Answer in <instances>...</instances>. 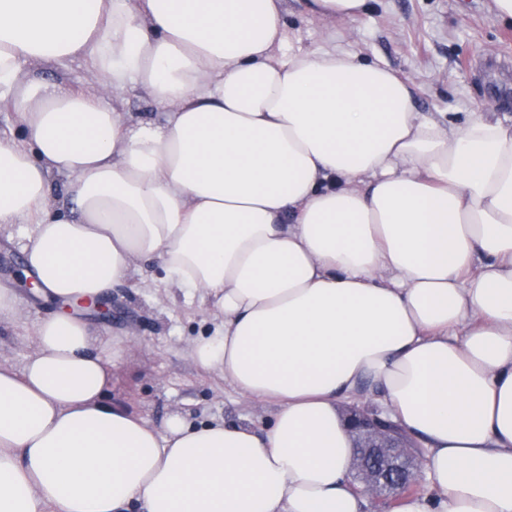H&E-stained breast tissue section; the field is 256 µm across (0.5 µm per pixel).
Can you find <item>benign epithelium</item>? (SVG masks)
<instances>
[{
  "instance_id": "benign-epithelium-1",
  "label": "benign epithelium",
  "mask_w": 512,
  "mask_h": 512,
  "mask_svg": "<svg viewBox=\"0 0 512 512\" xmlns=\"http://www.w3.org/2000/svg\"><path fill=\"white\" fill-rule=\"evenodd\" d=\"M356 468L365 489L376 496H395L417 486L414 444L387 415L370 405L349 410Z\"/></svg>"
}]
</instances>
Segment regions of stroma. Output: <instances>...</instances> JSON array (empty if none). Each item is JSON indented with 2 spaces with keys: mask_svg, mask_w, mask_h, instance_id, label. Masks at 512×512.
I'll return each mask as SVG.
<instances>
[{
  "mask_svg": "<svg viewBox=\"0 0 512 512\" xmlns=\"http://www.w3.org/2000/svg\"><path fill=\"white\" fill-rule=\"evenodd\" d=\"M285 23L294 47H316L332 32L348 49L399 71L413 85L416 111L492 112L512 124V26L490 14L488 0H374L370 14L354 23L310 16L299 0H289ZM20 233L16 225L0 227V282L15 290L24 316L23 325L0 326V365L16 369L35 349L37 323L55 310L17 275L24 262ZM160 277L158 261L141 263L107 298L110 320L87 317L100 335L138 343L112 372L113 402L156 427L175 411L192 419L265 420L269 405L238 397L189 351L190 340L217 323L214 310L202 298L172 296Z\"/></svg>",
  "mask_w": 512,
  "mask_h": 512,
  "instance_id": "stroma-1",
  "label": "stroma"
}]
</instances>
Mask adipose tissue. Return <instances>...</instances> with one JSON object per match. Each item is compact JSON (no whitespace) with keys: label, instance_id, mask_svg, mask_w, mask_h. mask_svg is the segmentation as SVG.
I'll use <instances>...</instances> for the list:
<instances>
[{"label":"adipose tissue","instance_id":"ef3b65f1","mask_svg":"<svg viewBox=\"0 0 512 512\" xmlns=\"http://www.w3.org/2000/svg\"><path fill=\"white\" fill-rule=\"evenodd\" d=\"M286 6L0 0V224L65 305L0 366V512H371L340 406L376 395L425 446L393 512H512V125L415 112L335 38L293 49ZM76 59L97 81L59 78ZM137 86L162 123L123 119ZM153 255L210 299L192 356L262 425L111 401L134 343L67 307Z\"/></svg>","mask_w":512,"mask_h":512}]
</instances>
